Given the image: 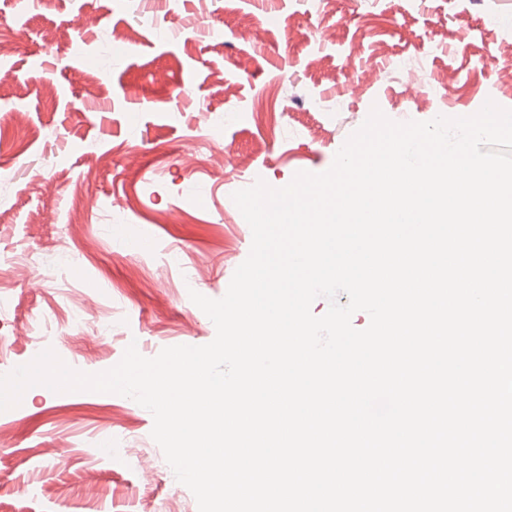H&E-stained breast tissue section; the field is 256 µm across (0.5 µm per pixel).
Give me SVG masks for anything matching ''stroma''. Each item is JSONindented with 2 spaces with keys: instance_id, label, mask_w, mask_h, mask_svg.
Returning <instances> with one entry per match:
<instances>
[{
  "instance_id": "1",
  "label": "stroma",
  "mask_w": 512,
  "mask_h": 512,
  "mask_svg": "<svg viewBox=\"0 0 512 512\" xmlns=\"http://www.w3.org/2000/svg\"><path fill=\"white\" fill-rule=\"evenodd\" d=\"M159 2L0 0V38L16 45L0 62V171L10 173L0 180V374L48 348L99 373L131 336L148 358L210 343L215 326L189 294L223 297L249 254L232 193L328 170L375 106L397 122L489 100L512 109V86L497 80L512 55V0ZM204 21L223 39L205 36ZM130 28L134 41L111 44ZM78 35L86 51L64 52ZM408 61L424 76L414 99ZM202 112L223 115V127ZM218 141L233 160L221 180ZM127 205V226H110ZM63 248L72 263L30 288L28 267ZM80 302L91 317L82 327L69 320ZM100 321L112 324L104 339ZM152 428L126 396L30 389L0 411V512H198Z\"/></svg>"
}]
</instances>
